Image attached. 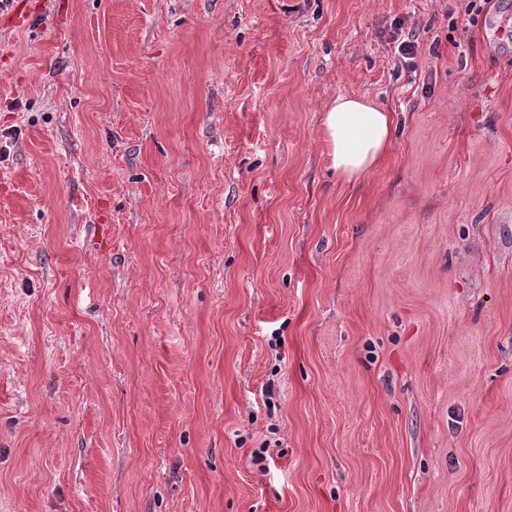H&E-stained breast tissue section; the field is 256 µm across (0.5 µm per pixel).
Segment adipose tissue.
I'll use <instances>...</instances> for the list:
<instances>
[{
  "instance_id": "ef3b65f1",
  "label": "adipose tissue",
  "mask_w": 512,
  "mask_h": 512,
  "mask_svg": "<svg viewBox=\"0 0 512 512\" xmlns=\"http://www.w3.org/2000/svg\"><path fill=\"white\" fill-rule=\"evenodd\" d=\"M323 143L337 176L356 182L388 156L396 137L393 116L369 96L339 94L322 117Z\"/></svg>"
}]
</instances>
